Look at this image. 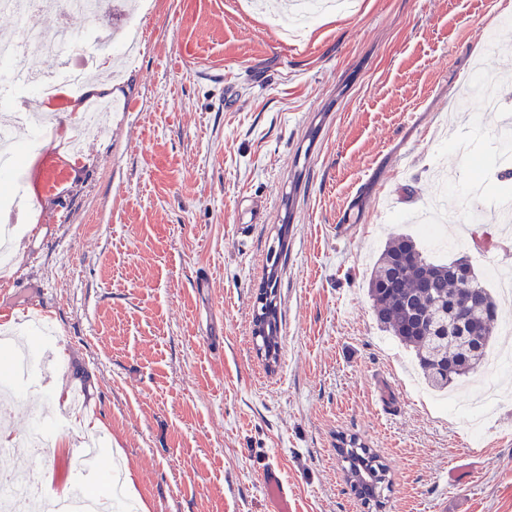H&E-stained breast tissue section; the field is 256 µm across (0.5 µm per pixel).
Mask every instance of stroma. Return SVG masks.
<instances>
[{
	"label": "stroma",
	"mask_w": 512,
	"mask_h": 512,
	"mask_svg": "<svg viewBox=\"0 0 512 512\" xmlns=\"http://www.w3.org/2000/svg\"><path fill=\"white\" fill-rule=\"evenodd\" d=\"M500 2L345 0L301 30L288 0H138L133 15L117 0L98 34L138 26L135 59L67 89L40 147L0 180L1 212L23 193L35 204L10 227L0 317L34 350L40 321L58 332L53 391L19 384L0 418L19 443L71 395L87 403L49 450L50 494L71 492L93 437L135 473L132 512H276L261 482L272 465L293 512H368L336 452L352 436L389 468L381 512H512V372L458 389L463 404L507 397L482 447L465 446L367 293L386 241L419 233L401 213L434 203L455 217L449 234L500 231L467 223L463 193L435 175L480 178L487 213L504 194L494 119L477 131L457 112L468 79L512 73ZM102 96L119 107L71 160L75 114ZM258 199L267 221L243 230ZM278 247L271 365L252 321ZM426 251L512 281L510 249Z\"/></svg>",
	"instance_id": "1"
}]
</instances>
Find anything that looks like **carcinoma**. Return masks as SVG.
Instances as JSON below:
<instances>
[{"label":"carcinoma","instance_id":"1","mask_svg":"<svg viewBox=\"0 0 512 512\" xmlns=\"http://www.w3.org/2000/svg\"><path fill=\"white\" fill-rule=\"evenodd\" d=\"M454 264V260L448 263L432 260L411 237L398 235L386 244L368 279V293L377 320L401 344L414 351L426 384L437 391L448 389L484 363L494 333L496 304L485 287L472 295L464 311L467 321L487 324V335L479 348L467 352L437 331L448 324L444 306L451 304L457 293L456 281L450 273ZM265 317L270 327L266 351L276 360L280 350L279 319L272 300L266 305ZM347 446L357 449L347 454L344 448H338L339 455L350 456L349 474L388 472L372 449L355 439L349 440Z\"/></svg>","mask_w":512,"mask_h":512}]
</instances>
